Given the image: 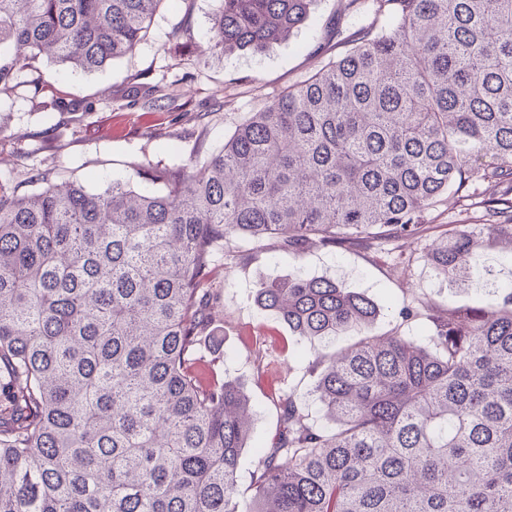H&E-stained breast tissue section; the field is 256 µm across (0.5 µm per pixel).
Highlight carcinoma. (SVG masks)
<instances>
[{"label": "carcinoma", "instance_id": "obj_1", "mask_svg": "<svg viewBox=\"0 0 512 512\" xmlns=\"http://www.w3.org/2000/svg\"><path fill=\"white\" fill-rule=\"evenodd\" d=\"M161 0H0V91L23 60L92 72L132 53ZM318 0H219L213 47L264 52ZM359 36L203 162L20 194L0 184V512H241L250 401L200 351L233 237L316 247L420 233L448 194L512 181V0H347ZM491 161H485V158ZM493 224L426 254L448 282L512 243ZM260 306L316 358L329 424L290 394L246 512H512V291L428 309V343L376 334L367 297L298 271Z\"/></svg>", "mask_w": 512, "mask_h": 512}]
</instances>
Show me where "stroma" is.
<instances>
[{
  "instance_id": "stroma-1",
  "label": "stroma",
  "mask_w": 512,
  "mask_h": 512,
  "mask_svg": "<svg viewBox=\"0 0 512 512\" xmlns=\"http://www.w3.org/2000/svg\"><path fill=\"white\" fill-rule=\"evenodd\" d=\"M346 0H318L310 27L268 51L225 54L211 49L218 0H162L146 38L128 56L84 73L47 58L18 65L10 87L0 91V182L18 192L36 189L35 175L50 183L80 181L100 191L114 180L143 187L139 168L175 169L218 152L249 113L285 88L307 79L342 50L356 30L343 18ZM339 29H330V22ZM161 98L156 112L129 90ZM59 97L61 111H44ZM483 208L441 196L419 235L400 241L311 249L295 261L276 240L237 238L224 248L214 285L221 298L212 310L204 352L220 360L225 379L241 383L251 403L253 429L237 472L241 505H249L259 460L279 429V397L296 394L314 424H324L313 388L312 363L324 345L294 336L277 315L256 301L261 282L296 272L342 282L379 309L378 333L425 339L421 318L403 319L402 308L424 301L465 310L492 300L491 285L512 286V248L481 254L488 287L437 278L425 259L430 244L461 224L487 223Z\"/></svg>"
}]
</instances>
